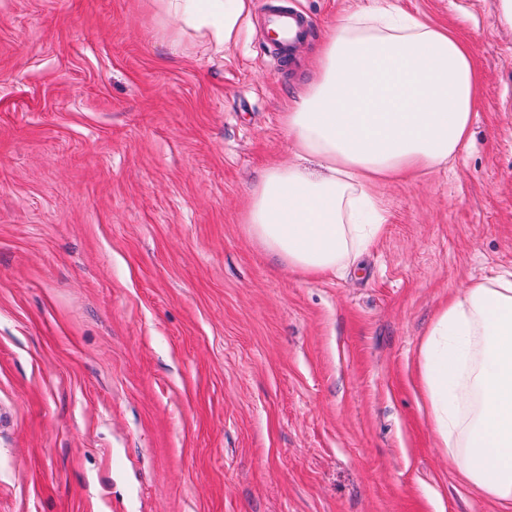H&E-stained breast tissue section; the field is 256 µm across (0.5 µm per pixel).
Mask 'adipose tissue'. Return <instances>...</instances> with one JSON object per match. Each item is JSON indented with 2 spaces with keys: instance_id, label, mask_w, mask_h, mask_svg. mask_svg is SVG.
Returning <instances> with one entry per match:
<instances>
[{
  "instance_id": "adipose-tissue-1",
  "label": "adipose tissue",
  "mask_w": 512,
  "mask_h": 512,
  "mask_svg": "<svg viewBox=\"0 0 512 512\" xmlns=\"http://www.w3.org/2000/svg\"><path fill=\"white\" fill-rule=\"evenodd\" d=\"M173 47L222 54L252 0H150ZM478 77L467 42L423 17L349 16L318 45L311 80L280 122L295 162L270 166L248 193L246 234L305 275L356 266L382 234L376 182L453 161L469 137ZM321 170L311 173L306 160ZM434 430L462 475L512 501V278L452 296L421 348Z\"/></svg>"
}]
</instances>
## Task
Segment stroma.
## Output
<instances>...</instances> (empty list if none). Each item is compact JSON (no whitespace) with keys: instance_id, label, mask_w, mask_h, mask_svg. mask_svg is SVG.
I'll return each mask as SVG.
<instances>
[{"instance_id":"obj_1","label":"stroma","mask_w":512,"mask_h":512,"mask_svg":"<svg viewBox=\"0 0 512 512\" xmlns=\"http://www.w3.org/2000/svg\"><path fill=\"white\" fill-rule=\"evenodd\" d=\"M172 50L149 0H0V512H512L437 436L418 364L451 294L512 273L502 0H386L468 41L471 136L382 185L359 267H276L240 214L338 21L275 58Z\"/></svg>"}]
</instances>
